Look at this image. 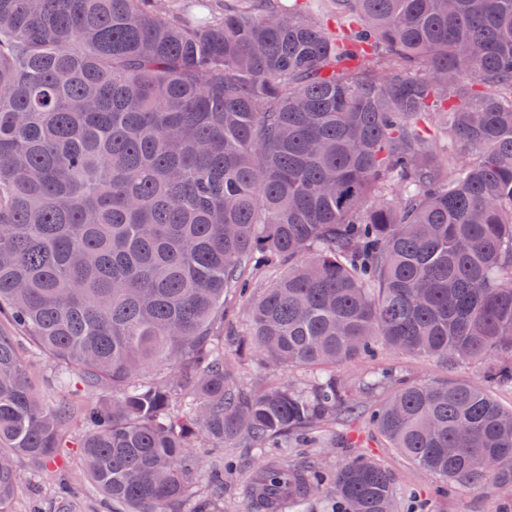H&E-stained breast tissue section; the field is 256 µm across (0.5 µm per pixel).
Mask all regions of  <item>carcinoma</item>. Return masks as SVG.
Listing matches in <instances>:
<instances>
[{
  "instance_id": "obj_1",
  "label": "carcinoma",
  "mask_w": 512,
  "mask_h": 512,
  "mask_svg": "<svg viewBox=\"0 0 512 512\" xmlns=\"http://www.w3.org/2000/svg\"><path fill=\"white\" fill-rule=\"evenodd\" d=\"M0 0V313L100 398L48 404L0 328V512L16 463L83 469L121 512L183 510L196 449L314 440L380 346L495 359L512 386V0ZM330 12V34L313 11ZM375 64L374 70L367 65ZM286 266L258 287L260 271ZM248 327L224 352V304ZM313 381H246V355ZM371 413L448 489L512 491V408L405 383ZM398 512L354 456L261 466L266 509Z\"/></svg>"
}]
</instances>
